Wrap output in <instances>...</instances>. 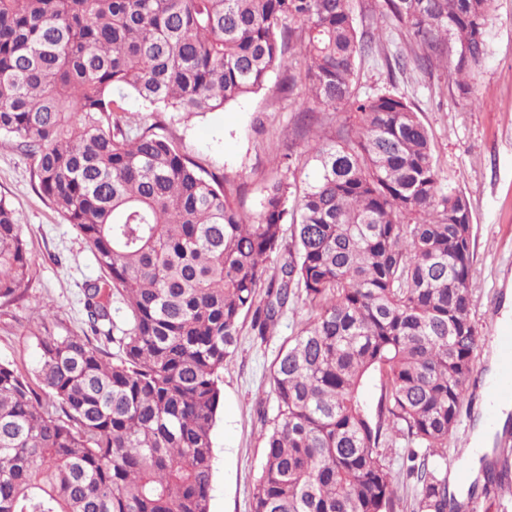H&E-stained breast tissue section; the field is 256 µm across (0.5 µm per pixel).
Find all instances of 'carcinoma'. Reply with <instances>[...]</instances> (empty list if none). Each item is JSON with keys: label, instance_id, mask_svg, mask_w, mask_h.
Here are the masks:
<instances>
[{"label": "carcinoma", "instance_id": "carcinoma-1", "mask_svg": "<svg viewBox=\"0 0 512 512\" xmlns=\"http://www.w3.org/2000/svg\"><path fill=\"white\" fill-rule=\"evenodd\" d=\"M495 2L380 0L377 20L468 94ZM378 42L349 0H0V137L93 253L104 276L85 285L86 322L118 345L39 336L34 383L0 362V512H210L224 362L245 321L264 341L302 295L310 314L270 367L252 512H396L387 430L425 448L407 455L417 512H481L478 485L460 503L443 468L480 347L472 211L413 105L355 96ZM276 68L322 112L305 125L314 174L272 179L254 214L155 126L112 117L115 91L216 112ZM344 108L356 120L333 126ZM30 267L0 198V301Z\"/></svg>", "mask_w": 512, "mask_h": 512}]
</instances>
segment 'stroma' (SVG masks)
<instances>
[{
  "instance_id": "obj_1",
  "label": "stroma",
  "mask_w": 512,
  "mask_h": 512,
  "mask_svg": "<svg viewBox=\"0 0 512 512\" xmlns=\"http://www.w3.org/2000/svg\"><path fill=\"white\" fill-rule=\"evenodd\" d=\"M408 57L404 70L387 66L386 56ZM413 46L396 30L386 31L375 55L357 68L355 92L366 99L391 93L421 114L448 183L467 196L474 223L471 318L480 336L479 356L458 426L449 439L448 469L463 471L478 421L486 406V375L494 360L490 335L512 324V0H496L487 28L486 54L461 94L446 69L413 64ZM123 105L133 127L160 123L164 135L203 169L224 175L225 187L249 213L257 212L262 190L280 176L303 178L308 148L297 133L300 112L310 103L301 88H289L288 73H270L264 88L221 112L187 115L152 112L126 94ZM0 197L23 226L31 271L15 301L0 302V360L33 375L40 336L84 335L83 286L100 277L83 240L41 192L30 159L14 141L0 140ZM309 312L298 303L279 320L267 340L242 329L238 346L224 365L222 401L212 430L214 448L210 512H251L252 492L264 462L261 433L274 415L269 368L280 346ZM407 448L384 454L398 488L397 512H413L415 482L407 473Z\"/></svg>"
}]
</instances>
